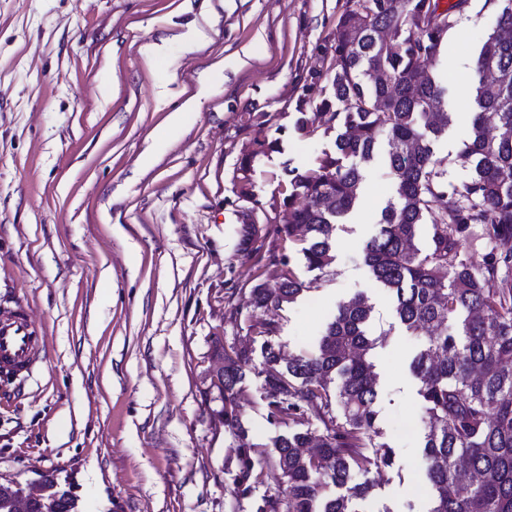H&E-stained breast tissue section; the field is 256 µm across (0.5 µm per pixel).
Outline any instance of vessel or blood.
I'll return each instance as SVG.
<instances>
[{
  "instance_id": "obj_1",
  "label": "vessel or blood",
  "mask_w": 512,
  "mask_h": 512,
  "mask_svg": "<svg viewBox=\"0 0 512 512\" xmlns=\"http://www.w3.org/2000/svg\"><path fill=\"white\" fill-rule=\"evenodd\" d=\"M43 338L24 311L0 315V367L14 374L31 371L39 360Z\"/></svg>"
}]
</instances>
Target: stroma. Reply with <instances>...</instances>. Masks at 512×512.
I'll use <instances>...</instances> for the list:
<instances>
[{
	"label": "stroma",
	"mask_w": 512,
	"mask_h": 512,
	"mask_svg": "<svg viewBox=\"0 0 512 512\" xmlns=\"http://www.w3.org/2000/svg\"><path fill=\"white\" fill-rule=\"evenodd\" d=\"M450 26L434 75L448 132L434 143L445 190L472 105L462 82L500 0H436ZM347 0H0V308L27 307L43 362L21 392L0 382V481L69 483L80 512H257L288 484L272 441L324 434L307 413L269 416L262 336L295 355L354 295L373 306L381 442L395 453L368 512H429L424 413L410 364L422 339L398 322L363 245L395 184L378 149L361 198L336 231L335 261L294 303L254 310L295 249L277 229L291 173L333 150L336 23ZM199 41L188 46V27ZM163 46L148 58L147 48ZM248 50L243 68L231 58ZM210 94L162 123L200 84ZM306 118V131L296 122ZM266 144L256 153L257 144ZM155 164L140 165L144 154ZM247 351L237 405L258 444L247 494L235 492L236 439L215 411L221 352Z\"/></svg>",
	"instance_id": "1"
}]
</instances>
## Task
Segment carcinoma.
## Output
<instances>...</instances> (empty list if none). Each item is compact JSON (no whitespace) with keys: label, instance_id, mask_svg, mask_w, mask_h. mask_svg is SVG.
Segmentation results:
<instances>
[{"label":"carcinoma","instance_id":"cac0c4a2","mask_svg":"<svg viewBox=\"0 0 512 512\" xmlns=\"http://www.w3.org/2000/svg\"><path fill=\"white\" fill-rule=\"evenodd\" d=\"M359 26L354 41L346 28ZM512 7L503 5L494 32L480 50L465 91L474 97L470 143L460 159L473 167L470 180L441 190L434 141L448 127L446 90L430 68L442 47V29L425 0H353L336 24L334 99L342 110L334 153L318 167L291 179L288 223L278 233L297 247L305 272L318 279L335 261L336 226L355 206L364 180L353 163L373 159L388 138L387 165L396 195L382 210L375 234L364 246L374 280L393 297L406 330L426 331L411 363L420 381L425 419L423 456L435 489L429 512H512ZM389 79L375 83L369 69ZM383 99L387 109L376 101ZM441 206L425 247L416 243L424 215ZM478 227V242L490 246L477 262L461 254L460 237ZM308 289L290 259H282L276 287L251 293L255 309L292 303ZM373 306L358 296L338 304L324 334L310 349L285 359L262 326L261 346L272 401L270 417L284 425L307 408L324 424L314 440L291 432L273 441L276 463L288 483L286 501L270 498L257 512H363L371 492L352 482L354 469L390 467L394 452L378 437L377 373L371 352L383 341L368 332ZM246 352L224 354L215 384L224 426L238 438L241 493L260 461L237 410ZM375 449L374 456L366 454ZM345 493L326 495L329 486ZM78 512L72 489L39 483L0 484V512Z\"/></svg>","mask_w":512,"mask_h":512}]
</instances>
